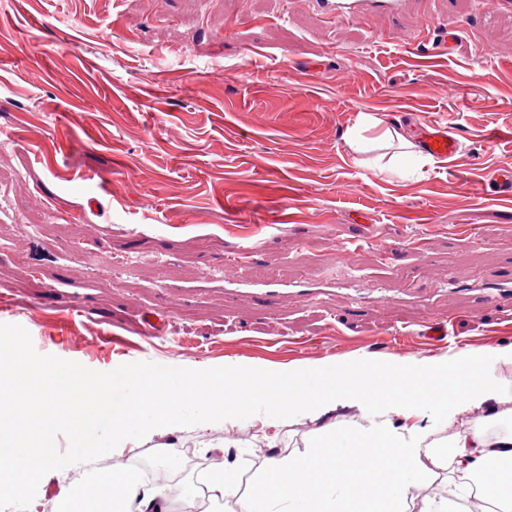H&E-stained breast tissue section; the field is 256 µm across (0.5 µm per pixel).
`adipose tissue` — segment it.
Here are the masks:
<instances>
[{"instance_id": "ef3b65f1", "label": "adipose tissue", "mask_w": 512, "mask_h": 512, "mask_svg": "<svg viewBox=\"0 0 512 512\" xmlns=\"http://www.w3.org/2000/svg\"><path fill=\"white\" fill-rule=\"evenodd\" d=\"M480 367L479 360L467 356L446 375L433 363L404 359L380 385L369 370L356 375L340 369L296 370L283 383L267 373L233 367L220 384L181 377L143 395L86 372L45 368L23 382L0 383V412L16 421L10 434L0 439V455L10 457L20 473L46 463L50 432L64 415L74 419L77 445L85 448L96 446L103 434L117 428L132 437L145 422L179 425L189 404L201 414H220L238 425L258 416L276 423L296 412L318 417L339 405L370 418L381 412L406 417L440 412L450 420L463 404L480 415L449 443L426 441L419 430L406 435L378 427V445L369 448L349 442L347 429L341 427L329 441L332 454L272 459L241 512H259L261 501L269 496L287 500L292 512H363V504L373 500L388 502L390 512H406L416 470L444 464L473 479L470 490L475 496L498 501L512 497V430L490 432V424L501 414L484 406L512 402V384ZM492 466L499 469L500 481L487 486L482 476ZM156 496L155 488L143 485L136 472L118 468L109 480L98 482L91 495L74 489L61 512H149Z\"/></svg>"}]
</instances>
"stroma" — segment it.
Instances as JSON below:
<instances>
[{"mask_svg": "<svg viewBox=\"0 0 512 512\" xmlns=\"http://www.w3.org/2000/svg\"><path fill=\"white\" fill-rule=\"evenodd\" d=\"M39 2L0 0V293L12 301L0 368L147 382L218 381L233 366L384 372L409 357L452 369L447 346L416 333L430 312L454 315L462 347L512 383V307L485 308L512 272V199L482 192L512 168V16L492 0H430L465 26L432 62L410 52L422 14L334 23L306 0ZM366 114L412 137L454 123L461 149L450 161L354 152L346 134ZM340 239L359 244L343 262ZM300 286L310 304L288 296ZM372 288L392 303L360 304ZM146 308L168 317L144 352ZM397 326L409 334L394 343ZM341 422L364 419L217 416L104 439L100 456L74 453L61 426L0 512H56L118 460L164 475L166 512H208L186 490L216 453L238 489L213 508L239 512L270 459L308 454Z\"/></svg>", "mask_w": 512, "mask_h": 512, "instance_id": "obj_1", "label": "stroma"}]
</instances>
